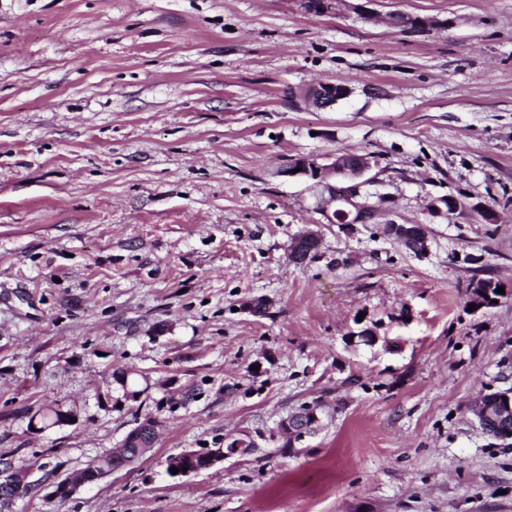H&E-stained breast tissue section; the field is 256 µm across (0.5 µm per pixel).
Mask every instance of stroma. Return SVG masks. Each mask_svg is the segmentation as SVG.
I'll return each mask as SVG.
<instances>
[{"label":"stroma","mask_w":512,"mask_h":512,"mask_svg":"<svg viewBox=\"0 0 512 512\" xmlns=\"http://www.w3.org/2000/svg\"><path fill=\"white\" fill-rule=\"evenodd\" d=\"M324 3L0 0V470L31 486L10 512H512V445L471 412L512 387V0ZM320 82L352 93L314 109ZM348 149L427 257L278 173ZM476 275L493 307L469 310ZM312 400L320 431L284 447ZM54 403L77 422L30 431ZM147 418L145 457L53 498ZM238 433L252 454L166 475ZM503 286L499 281L493 278H479L473 279L467 288L469 295V303L483 302L485 308L491 307L497 303H493V300H497L500 297H504V294L497 293V287ZM481 300V301H480Z\"/></svg>","instance_id":"stroma-1"}]
</instances>
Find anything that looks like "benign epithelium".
<instances>
[{"label":"benign epithelium","instance_id":"benign-epithelium-1","mask_svg":"<svg viewBox=\"0 0 512 512\" xmlns=\"http://www.w3.org/2000/svg\"><path fill=\"white\" fill-rule=\"evenodd\" d=\"M351 89L345 84L324 82L315 85L302 94L303 99L316 109H326L338 101L347 98ZM373 160L369 155H350L342 152L330 155L324 161L313 156H304L298 162L285 161L279 174L284 177H306L323 189L320 210L328 224H337L349 229L357 224L370 223L376 206L370 202L372 193L367 187L376 183V177L370 175ZM388 237L396 241L411 240L415 242L417 256L423 258L430 252V239L426 231L420 230L415 224H403L396 220L388 222ZM321 425L320 413L317 410L300 411L282 418L280 432L283 438L290 441V447L305 440L317 432ZM257 447L255 440L241 436L224 438V447L185 451L167 460L166 472L176 467L180 472L176 476L183 477L199 474L209 470L216 464L232 456H245ZM188 470H183V467ZM109 475L104 470L95 477L89 478L82 474L78 482H66L61 485L54 497L67 498L78 488L91 485ZM27 483V474L19 470L5 468L0 471V488L10 490L21 488Z\"/></svg>","mask_w":512,"mask_h":512}]
</instances>
